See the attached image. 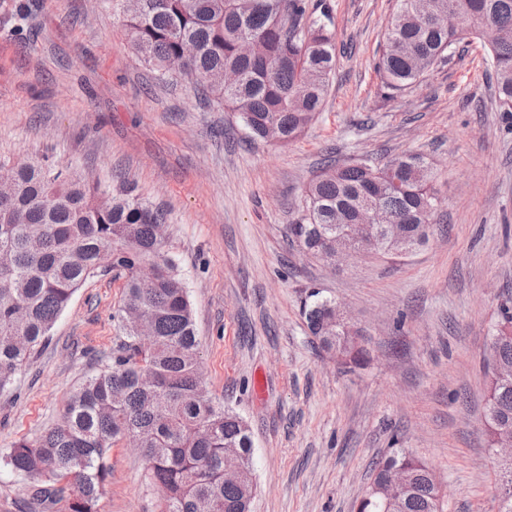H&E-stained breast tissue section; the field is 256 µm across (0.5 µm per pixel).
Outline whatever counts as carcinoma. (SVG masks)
<instances>
[{
  "label": "carcinoma",
  "instance_id": "obj_1",
  "mask_svg": "<svg viewBox=\"0 0 512 512\" xmlns=\"http://www.w3.org/2000/svg\"><path fill=\"white\" fill-rule=\"evenodd\" d=\"M123 10L134 53L175 82L203 91L209 104L239 114L255 139L287 144L321 112L335 69L332 12L309 0H141ZM456 13L463 27L439 20ZM493 23L488 47L495 96L512 112V0H399L376 69L401 91L457 44ZM12 167L0 186V395L17 385L75 292L90 278H124L118 341L99 370L70 396L61 421L21 438L3 456L15 476L37 482L41 508L97 512L112 447L137 439L160 512H252L253 442L238 414L214 401L199 374L193 308L184 278L162 252L167 214L135 194L128 180L92 182L48 160L0 161ZM433 168L417 153L382 166L327 163L312 177L287 226L288 239L332 266L336 224H352L369 200L421 241L438 206ZM110 265H101L103 258ZM336 300L320 291L304 304L308 330L344 366L367 360L353 325L329 320ZM512 303L499 307L484 359L488 445L512 443ZM399 466L412 488L387 503L380 487ZM357 512H443L442 483L423 460L393 448L374 464Z\"/></svg>",
  "mask_w": 512,
  "mask_h": 512
}]
</instances>
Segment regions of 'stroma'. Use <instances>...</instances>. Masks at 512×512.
Masks as SVG:
<instances>
[{
  "label": "stroma",
  "instance_id": "1",
  "mask_svg": "<svg viewBox=\"0 0 512 512\" xmlns=\"http://www.w3.org/2000/svg\"><path fill=\"white\" fill-rule=\"evenodd\" d=\"M326 2L336 69L324 110L280 145L159 80L109 0H0V159L45 157L103 182L120 171L168 209L164 251L186 282L207 392L251 432L253 512H355L373 460L393 448L433 467L444 512H496L483 365L512 298V114L474 36L386 96L375 64L398 0ZM404 152L434 166L425 245L334 268L289 244L290 209L322 162ZM313 290L365 327L363 367L318 348L303 314ZM122 297L109 275L74 294L0 396V456L60 421L111 351ZM108 463L98 512H159L137 449L116 446Z\"/></svg>",
  "mask_w": 512,
  "mask_h": 512
}]
</instances>
